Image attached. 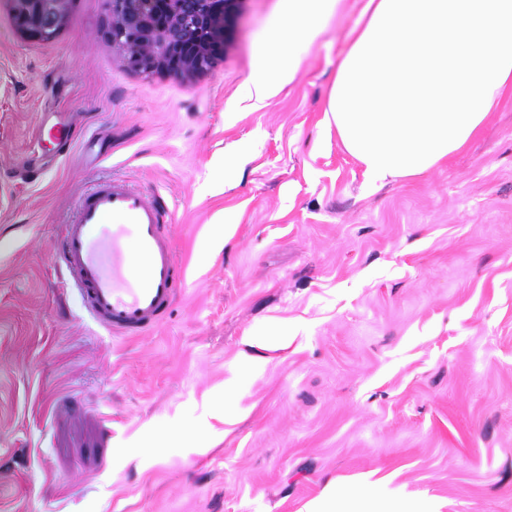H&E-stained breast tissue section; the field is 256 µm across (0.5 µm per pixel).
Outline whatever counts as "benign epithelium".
I'll return each instance as SVG.
<instances>
[{"mask_svg": "<svg viewBox=\"0 0 512 512\" xmlns=\"http://www.w3.org/2000/svg\"><path fill=\"white\" fill-rule=\"evenodd\" d=\"M172 5L163 26L154 23L156 5ZM23 18L26 37L52 40L69 20V0H9ZM244 0H111L108 36L141 75L164 74L194 80L224 60Z\"/></svg>", "mask_w": 512, "mask_h": 512, "instance_id": "1", "label": "benign epithelium"}]
</instances>
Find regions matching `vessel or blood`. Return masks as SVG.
<instances>
[{"label": "vessel or blood", "instance_id": "b4317fda", "mask_svg": "<svg viewBox=\"0 0 512 512\" xmlns=\"http://www.w3.org/2000/svg\"><path fill=\"white\" fill-rule=\"evenodd\" d=\"M172 227L168 208L129 180L82 189L53 254L81 314L123 337L163 323L186 286Z\"/></svg>", "mask_w": 512, "mask_h": 512}]
</instances>
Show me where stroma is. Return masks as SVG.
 <instances>
[{
    "instance_id": "obj_1",
    "label": "stroma",
    "mask_w": 512,
    "mask_h": 512,
    "mask_svg": "<svg viewBox=\"0 0 512 512\" xmlns=\"http://www.w3.org/2000/svg\"><path fill=\"white\" fill-rule=\"evenodd\" d=\"M342 0L296 77L247 98L281 0L223 62L129 70L107 0L50 41L0 0V512H512V97L440 169L370 186L324 124ZM77 141L41 144L39 125ZM123 176L173 212L188 288L114 338L52 252Z\"/></svg>"
}]
</instances>
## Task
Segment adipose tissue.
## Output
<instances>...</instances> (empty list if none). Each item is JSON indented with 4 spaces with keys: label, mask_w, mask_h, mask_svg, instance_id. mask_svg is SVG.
I'll return each mask as SVG.
<instances>
[{
    "label": "adipose tissue",
    "mask_w": 512,
    "mask_h": 512,
    "mask_svg": "<svg viewBox=\"0 0 512 512\" xmlns=\"http://www.w3.org/2000/svg\"><path fill=\"white\" fill-rule=\"evenodd\" d=\"M250 93L292 81L341 0H283ZM328 94L326 126L370 184L426 175L512 95V0H367Z\"/></svg>",
    "instance_id": "obj_1"
}]
</instances>
